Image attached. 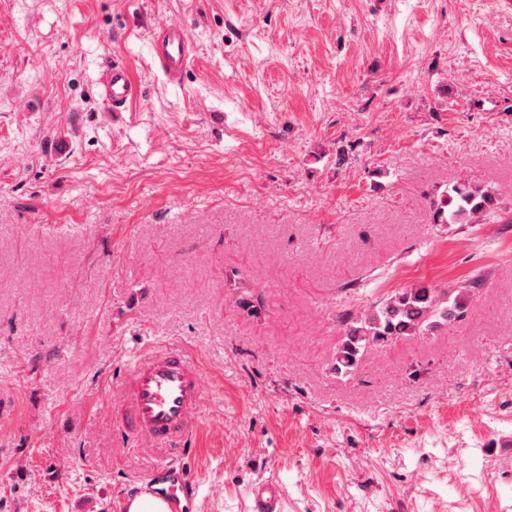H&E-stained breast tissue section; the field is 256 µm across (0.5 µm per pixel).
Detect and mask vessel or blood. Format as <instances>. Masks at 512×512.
<instances>
[{"mask_svg": "<svg viewBox=\"0 0 512 512\" xmlns=\"http://www.w3.org/2000/svg\"><path fill=\"white\" fill-rule=\"evenodd\" d=\"M193 38L188 25L169 23L148 42L167 83H180L191 61ZM101 100L122 112L138 93L127 66L112 63L97 84ZM207 386L200 362L184 347L154 344L125 364L106 409L114 423L127 430L137 445L163 449L164 458L144 476L130 482L121 512L148 502L147 512H186L199 495V483L186 466L190 444L200 426ZM252 512H282L281 490L271 480L251 491Z\"/></svg>", "mask_w": 512, "mask_h": 512, "instance_id": "1", "label": "vessel or blood"}]
</instances>
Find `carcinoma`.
<instances>
[{
	"instance_id": "carcinoma-1",
	"label": "carcinoma",
	"mask_w": 512,
	"mask_h": 512,
	"mask_svg": "<svg viewBox=\"0 0 512 512\" xmlns=\"http://www.w3.org/2000/svg\"><path fill=\"white\" fill-rule=\"evenodd\" d=\"M494 204L492 191L456 184L436 206L434 221L464 223ZM477 286V280L465 279L446 292L426 287L405 288L359 315H338L343 336L336 350L334 371L350 376L357 371L368 349L405 336H429L441 326L465 317Z\"/></svg>"
}]
</instances>
